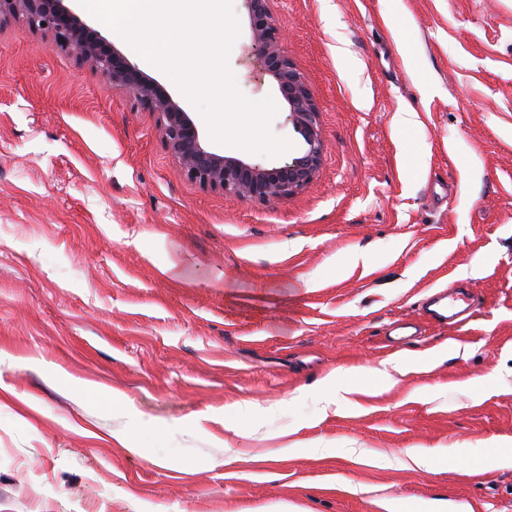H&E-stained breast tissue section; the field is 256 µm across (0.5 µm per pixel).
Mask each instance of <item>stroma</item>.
Instances as JSON below:
<instances>
[{
  "label": "stroma",
  "instance_id": "1",
  "mask_svg": "<svg viewBox=\"0 0 512 512\" xmlns=\"http://www.w3.org/2000/svg\"><path fill=\"white\" fill-rule=\"evenodd\" d=\"M232 3L236 86L289 151L213 140L142 70L211 151L277 166L300 138ZM269 8L324 139L274 206L201 189L129 93L0 25V512H512V0ZM459 289L469 319L425 314ZM402 353L428 368L378 379Z\"/></svg>",
  "mask_w": 512,
  "mask_h": 512
}]
</instances>
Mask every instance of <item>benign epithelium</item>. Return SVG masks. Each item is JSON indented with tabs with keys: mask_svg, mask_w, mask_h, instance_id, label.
Wrapping results in <instances>:
<instances>
[{
	"mask_svg": "<svg viewBox=\"0 0 512 512\" xmlns=\"http://www.w3.org/2000/svg\"><path fill=\"white\" fill-rule=\"evenodd\" d=\"M244 2L251 53L274 78L289 106L288 120L304 143L298 156L279 166L252 164L205 148L190 113L75 13L67 0H0V22L25 20L31 30L50 35L54 46L79 64L105 74L113 86L127 91L138 107L156 116L165 148L184 175L202 189L269 205L295 196L317 177L323 161L322 127L314 96L284 50V35L269 0Z\"/></svg>",
	"mask_w": 512,
	"mask_h": 512,
	"instance_id": "7a95c632",
	"label": "benign epithelium"
}]
</instances>
